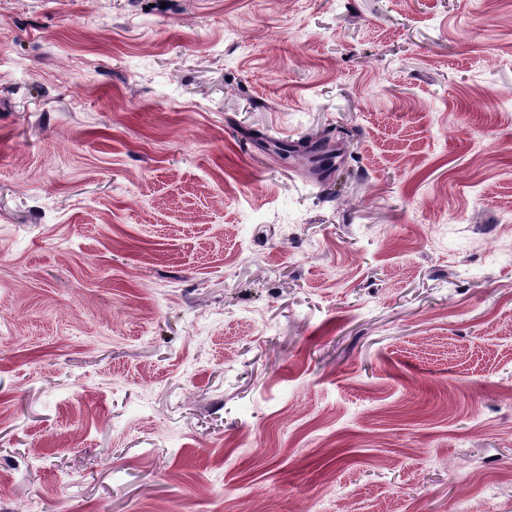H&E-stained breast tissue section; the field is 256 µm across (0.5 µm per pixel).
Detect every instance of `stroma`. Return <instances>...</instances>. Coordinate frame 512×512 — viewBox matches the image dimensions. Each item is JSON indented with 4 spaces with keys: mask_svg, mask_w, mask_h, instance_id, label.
<instances>
[{
    "mask_svg": "<svg viewBox=\"0 0 512 512\" xmlns=\"http://www.w3.org/2000/svg\"><path fill=\"white\" fill-rule=\"evenodd\" d=\"M0 512H512V0H0Z\"/></svg>",
    "mask_w": 512,
    "mask_h": 512,
    "instance_id": "stroma-1",
    "label": "stroma"
}]
</instances>
